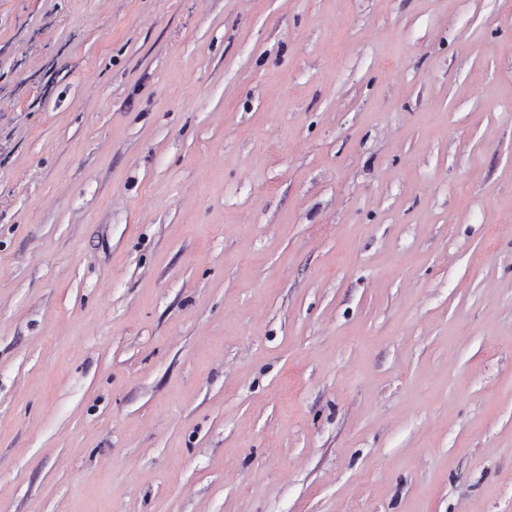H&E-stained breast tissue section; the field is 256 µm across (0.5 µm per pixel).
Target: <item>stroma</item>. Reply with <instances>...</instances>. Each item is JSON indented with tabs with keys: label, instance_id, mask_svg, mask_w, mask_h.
I'll return each mask as SVG.
<instances>
[{
	"label": "stroma",
	"instance_id": "stroma-1",
	"mask_svg": "<svg viewBox=\"0 0 512 512\" xmlns=\"http://www.w3.org/2000/svg\"><path fill=\"white\" fill-rule=\"evenodd\" d=\"M0 512H512V0H0Z\"/></svg>",
	"mask_w": 512,
	"mask_h": 512
}]
</instances>
